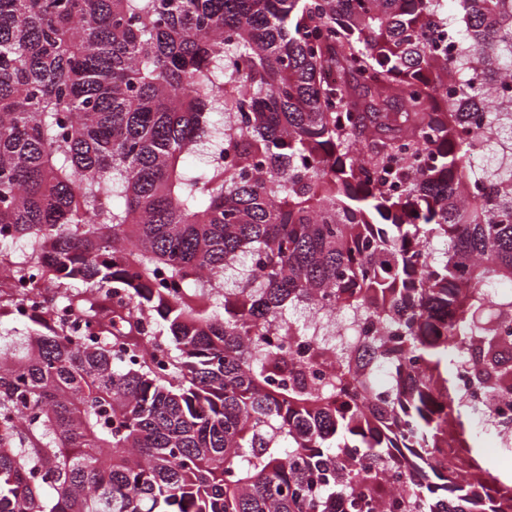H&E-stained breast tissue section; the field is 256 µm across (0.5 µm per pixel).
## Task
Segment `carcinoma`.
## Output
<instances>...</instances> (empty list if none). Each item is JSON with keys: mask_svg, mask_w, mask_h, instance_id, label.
<instances>
[{"mask_svg": "<svg viewBox=\"0 0 512 512\" xmlns=\"http://www.w3.org/2000/svg\"><path fill=\"white\" fill-rule=\"evenodd\" d=\"M319 2L0 0V512H512V0ZM6 280L9 288L6 283H2L0 279V291L8 288L9 293L16 298L17 303L13 309L14 319L16 321H12L11 318L7 317L2 318L0 322V332L3 334L20 335L30 330L29 325L26 326L23 323L46 307L44 293H37L31 290L29 281L22 280V278L16 274L10 275ZM481 446L480 450L484 454L483 465L492 475L502 479L504 474L511 476L512 473V461L504 458L498 453L496 448H493V439L488 435H481Z\"/></svg>", "mask_w": 512, "mask_h": 512, "instance_id": "1", "label": "carcinoma"}]
</instances>
